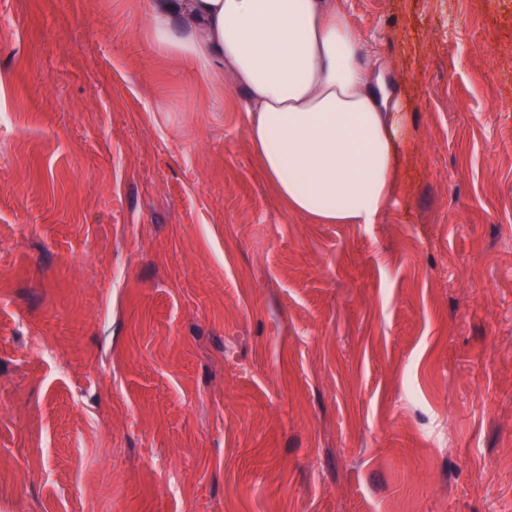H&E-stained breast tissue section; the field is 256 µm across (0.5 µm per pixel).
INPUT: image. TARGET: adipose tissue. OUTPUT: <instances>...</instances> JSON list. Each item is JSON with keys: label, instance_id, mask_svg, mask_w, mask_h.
<instances>
[{"label": "adipose tissue", "instance_id": "1", "mask_svg": "<svg viewBox=\"0 0 512 512\" xmlns=\"http://www.w3.org/2000/svg\"><path fill=\"white\" fill-rule=\"evenodd\" d=\"M148 37L198 81L246 94L247 132L288 209L378 224L413 149L392 68L371 58L336 0H143Z\"/></svg>", "mask_w": 512, "mask_h": 512}]
</instances>
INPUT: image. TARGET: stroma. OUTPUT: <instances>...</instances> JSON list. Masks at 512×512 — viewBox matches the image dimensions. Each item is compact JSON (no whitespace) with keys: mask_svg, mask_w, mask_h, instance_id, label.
Segmentation results:
<instances>
[{"mask_svg":"<svg viewBox=\"0 0 512 512\" xmlns=\"http://www.w3.org/2000/svg\"><path fill=\"white\" fill-rule=\"evenodd\" d=\"M340 5L379 224L289 212L140 0H0V512H512V0Z\"/></svg>","mask_w":512,"mask_h":512,"instance_id":"stroma-1","label":"stroma"}]
</instances>
